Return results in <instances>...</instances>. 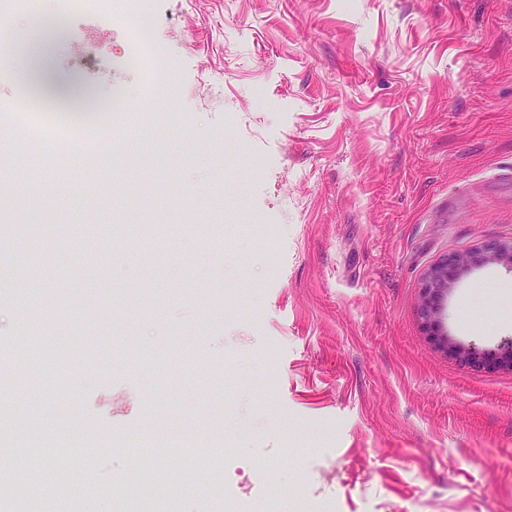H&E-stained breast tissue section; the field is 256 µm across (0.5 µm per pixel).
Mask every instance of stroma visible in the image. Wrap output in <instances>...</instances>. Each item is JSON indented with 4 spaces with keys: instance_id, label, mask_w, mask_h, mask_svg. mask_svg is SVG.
Returning <instances> with one entry per match:
<instances>
[{
    "instance_id": "stroma-1",
    "label": "stroma",
    "mask_w": 512,
    "mask_h": 512,
    "mask_svg": "<svg viewBox=\"0 0 512 512\" xmlns=\"http://www.w3.org/2000/svg\"><path fill=\"white\" fill-rule=\"evenodd\" d=\"M171 82L130 67L124 0L74 10L48 60L108 112L112 162L86 191L84 150L57 171L0 139V420L78 422L114 439L192 426L223 434L164 512H512V368L472 366L422 325V279L452 251L512 241V0H153ZM50 265L27 293L31 251ZM448 334L512 338V271L488 264L448 296ZM72 349L58 367L59 348ZM60 460L68 495L17 512H110Z\"/></svg>"
}]
</instances>
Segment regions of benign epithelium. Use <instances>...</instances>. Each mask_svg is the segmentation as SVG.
<instances>
[{
  "label": "benign epithelium",
  "mask_w": 512,
  "mask_h": 512,
  "mask_svg": "<svg viewBox=\"0 0 512 512\" xmlns=\"http://www.w3.org/2000/svg\"><path fill=\"white\" fill-rule=\"evenodd\" d=\"M499 263L512 270V242L487 240L474 250L444 255L425 274L420 291L418 316L439 345L461 361L512 366V340L496 351H483L473 344H463L448 336L447 304L455 280L475 267Z\"/></svg>",
  "instance_id": "1"
}]
</instances>
